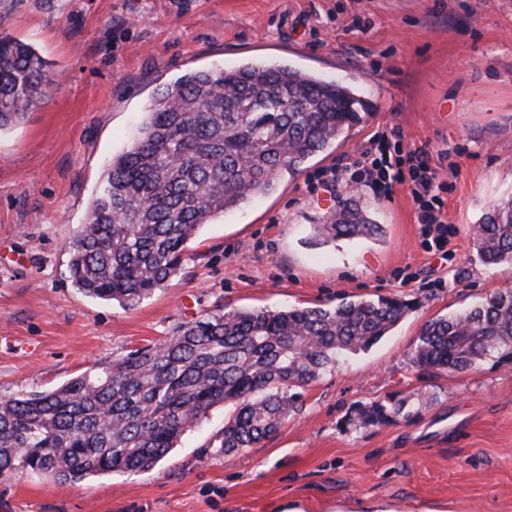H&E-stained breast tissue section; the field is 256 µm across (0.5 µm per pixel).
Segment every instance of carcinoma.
I'll return each mask as SVG.
<instances>
[{
	"instance_id": "carcinoma-1",
	"label": "carcinoma",
	"mask_w": 512,
	"mask_h": 512,
	"mask_svg": "<svg viewBox=\"0 0 512 512\" xmlns=\"http://www.w3.org/2000/svg\"><path fill=\"white\" fill-rule=\"evenodd\" d=\"M49 64L0 31V133L47 99ZM350 87L288 64L252 61L189 72L159 91L130 146L112 158L87 221L68 243V279L82 294L132 309L181 270L188 241L244 201L305 170L362 120ZM343 206L317 226L324 238L377 234ZM473 245L489 265L512 264V198L492 205ZM379 297L334 308L219 309L171 335L50 391L0 399V477L15 472L77 481L152 469L218 406L233 407L210 442L216 454L250 448L299 408L300 390L347 353L363 351L407 315ZM512 361V289L428 321L411 361L464 372ZM361 409L359 428L405 412Z\"/></svg>"
}]
</instances>
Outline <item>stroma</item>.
I'll list each match as a JSON object with an SVG mask.
<instances>
[{
    "label": "stroma",
    "mask_w": 512,
    "mask_h": 512,
    "mask_svg": "<svg viewBox=\"0 0 512 512\" xmlns=\"http://www.w3.org/2000/svg\"><path fill=\"white\" fill-rule=\"evenodd\" d=\"M0 30L49 61L54 82L0 136V397L52 389L221 307L411 305L302 389L298 412L255 447L214 453L231 412L217 407L148 472L0 478V512H512V362L430 373L410 360L427 321L512 288V265L484 264L473 246L475 225L512 197V0H14ZM249 59L350 86L363 121L303 174L204 225L180 272L136 308L79 293L67 245L151 98ZM392 130L438 160L452 260L422 247L407 186L389 199L306 189ZM345 199L381 235L314 245ZM413 393L410 419L348 423Z\"/></svg>",
    "instance_id": "obj_1"
}]
</instances>
